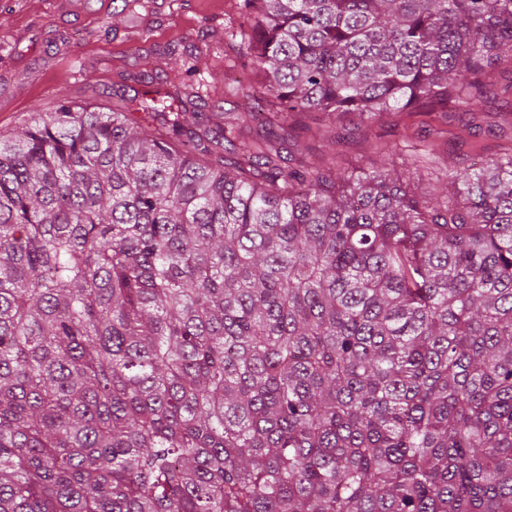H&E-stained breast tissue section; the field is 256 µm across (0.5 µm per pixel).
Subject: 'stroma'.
I'll return each mask as SVG.
<instances>
[{"label":"stroma","instance_id":"35a3bbf8","mask_svg":"<svg viewBox=\"0 0 512 512\" xmlns=\"http://www.w3.org/2000/svg\"><path fill=\"white\" fill-rule=\"evenodd\" d=\"M244 11V0H142L133 16L120 13L115 0H0V136L25 127L33 106L49 110L62 99L101 112L120 101L137 122L151 124L141 104L166 91L174 53L190 69L184 80L197 94L193 110L245 111L258 87L254 65L240 41L224 38ZM456 131L452 120L437 133L420 114L399 126L354 125L341 150L329 130L308 144L319 159L350 172L368 169L374 137L401 143L394 159L400 169L406 155L432 146L421 161L429 191L448 161L463 162L474 151L492 156L507 143L498 135L463 142Z\"/></svg>","mask_w":512,"mask_h":512}]
</instances>
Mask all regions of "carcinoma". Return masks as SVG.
<instances>
[{
	"mask_svg": "<svg viewBox=\"0 0 512 512\" xmlns=\"http://www.w3.org/2000/svg\"><path fill=\"white\" fill-rule=\"evenodd\" d=\"M246 4L278 131L176 91L0 138V512H512V151L431 197L285 125L479 137L512 0Z\"/></svg>",
	"mask_w": 512,
	"mask_h": 512,
	"instance_id": "1",
	"label": "carcinoma"
}]
</instances>
